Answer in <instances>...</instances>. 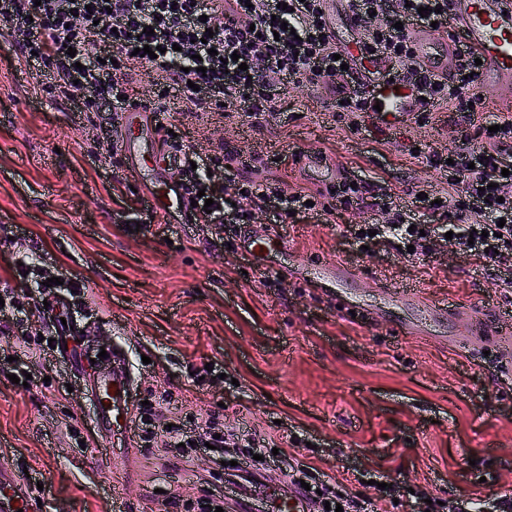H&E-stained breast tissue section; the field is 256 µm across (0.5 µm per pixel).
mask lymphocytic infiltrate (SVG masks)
<instances>
[{"label": "lymphocytic infiltrate", "instance_id": "lymphocytic-infiltrate-1", "mask_svg": "<svg viewBox=\"0 0 512 512\" xmlns=\"http://www.w3.org/2000/svg\"><path fill=\"white\" fill-rule=\"evenodd\" d=\"M0 0V17L6 19L0 40L15 48L28 68L48 74V92L81 112H98L109 106L116 111L143 112L147 122L157 124L159 146L183 153L186 163L177 179L187 198L210 192L212 211L192 210L196 224H241L265 219L282 224L290 214L324 216L335 210L358 209L385 214L376 235L362 233L360 225H347V236L369 247L413 246L429 251L438 239L451 237L463 255L497 266L501 286L512 288V119L488 141L473 145L468 132L476 110L486 97L476 88L472 73L478 56L464 34L453 25L449 0H345L354 21L356 41L363 55L386 57L390 66L383 80L406 79L413 83L420 109L448 108L463 123L460 150L430 152L426 161L445 176L448 192L441 203L422 199L420 207L431 209L432 218L418 221L414 210L403 204L399 191L382 187L371 191L350 179L331 189H286L280 181L246 178L239 181V195L227 201L224 185L213 170L239 169L244 160L237 147L222 143L208 154L184 148L173 138L160 116L168 99L188 94L199 108L224 111L233 116L244 111L254 126L280 120L275 91L288 87L304 95L325 93L335 105L336 118L347 125H361L370 110L364 89L351 88L357 73L356 60L339 53L324 0ZM385 15L383 25H372L371 13ZM438 24L455 45V68L451 78L428 73L412 46L409 29ZM158 49L157 58H133L134 49ZM75 55H68V48ZM99 56H92V49ZM138 61L150 83L158 87L156 98L133 97L131 61ZM197 91H190V84ZM48 322L49 316L37 298L19 308L11 293L0 296V335L24 332L29 319ZM216 415L197 422L193 433L182 423L167 430L175 443L204 447L213 442L216 461H223L224 439L219 438ZM291 483L307 482L317 512L326 504H341L343 512H379L378 502L392 500L391 489L379 490L376 498L356 501L335 487L333 476L304 467L289 472Z\"/></svg>", "mask_w": 512, "mask_h": 512}]
</instances>
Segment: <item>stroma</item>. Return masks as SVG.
<instances>
[{
	"label": "stroma",
	"instance_id": "1",
	"mask_svg": "<svg viewBox=\"0 0 512 512\" xmlns=\"http://www.w3.org/2000/svg\"><path fill=\"white\" fill-rule=\"evenodd\" d=\"M37 80L0 44V290L27 295L16 270L25 253L84 287L45 292L48 303L65 299L66 332L59 348L20 356L28 383L0 374V471L21 487L42 485L36 512H111L116 485L122 512H158L163 497H195L204 486L222 497L240 484L209 453L195 451L190 465L170 458L165 433L148 451L124 430L101 433L88 360L115 345L132 365L131 400L167 392L184 411L218 412L230 434L277 448L268 475L312 464L354 499L387 483L397 512H419L431 498L444 512L462 500L493 512L496 497L512 495V377L499 349L452 352L443 324L404 334L390 323L409 315L393 292L412 286L448 302L456 320L511 303L487 268L444 241L415 256L362 251L343 234L374 221L358 210L287 221L279 233L291 253L262 266L243 250L248 225L207 227L179 214L150 222L130 160L112 148L121 129L111 110L57 104L35 95ZM277 109L288 124L256 129L241 114L195 117L182 95L168 120L203 154L224 140L248 157L281 155L271 172L292 189L310 184L295 152H322L351 178L409 191L441 182L411 145H458L444 109L424 124L413 115L385 128L370 118L357 133L318 94L281 91ZM313 261L350 265L359 276L350 299L377 314L351 315L335 294L276 276Z\"/></svg>",
	"mask_w": 512,
	"mask_h": 512
}]
</instances>
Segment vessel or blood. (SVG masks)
Segmentation results:
<instances>
[{
    "mask_svg": "<svg viewBox=\"0 0 512 512\" xmlns=\"http://www.w3.org/2000/svg\"><path fill=\"white\" fill-rule=\"evenodd\" d=\"M452 13L469 42L483 57L478 78L482 88L512 84V0H452ZM416 54L424 68L441 76L450 75L454 66L453 47L446 34L415 29L410 33ZM372 102L381 107L376 118L381 125L402 122L419 108L411 83H368ZM122 147L139 171L146 188L148 206L165 212L184 211L188 202L183 198L173 176L178 161L162 158L155 138L150 134L141 113L130 112L124 118ZM303 279L325 287L339 284L355 286L357 277L344 264L333 266L312 263L299 271ZM402 301L416 307L415 320L402 321L405 330H413L415 321L447 317L445 306L421 297L418 289L401 293ZM130 370L124 353H109L91 385V395L97 403L98 422L109 428L119 421H130ZM29 503L14 480L0 472V512H27Z\"/></svg>",
    "mask_w": 512,
    "mask_h": 512,
    "instance_id": "1",
    "label": "vessel or blood"
}]
</instances>
